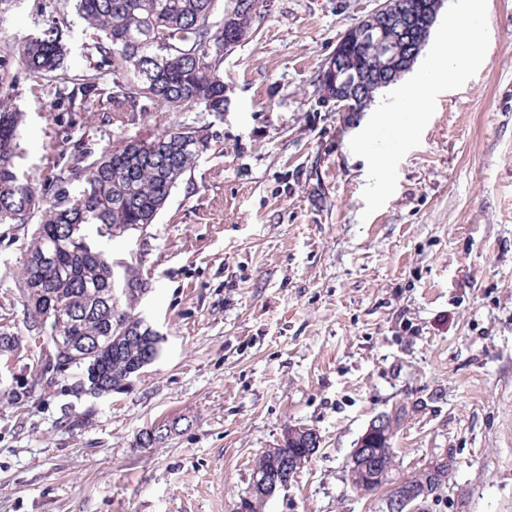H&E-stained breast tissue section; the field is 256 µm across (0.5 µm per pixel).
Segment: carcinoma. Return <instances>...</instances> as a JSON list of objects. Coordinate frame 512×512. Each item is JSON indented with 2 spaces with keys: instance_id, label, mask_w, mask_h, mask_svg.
<instances>
[{
  "instance_id": "obj_1",
  "label": "carcinoma",
  "mask_w": 512,
  "mask_h": 512,
  "mask_svg": "<svg viewBox=\"0 0 512 512\" xmlns=\"http://www.w3.org/2000/svg\"><path fill=\"white\" fill-rule=\"evenodd\" d=\"M74 2L85 21L84 69L68 73L65 8ZM429 0H394L401 19L387 20L379 42L356 43L350 59L380 77L386 72L383 47L398 50L421 44L417 27ZM47 28L38 35L0 48L15 56L29 79H57L53 105L70 113L147 112L160 103L170 112L194 114L153 138H129L117 149L99 153L86 146L72 151L50 147L51 177L39 191L20 169V114L0 106V224H29L39 218L26 251L19 292L34 294L28 305L29 328L42 338L45 367L80 370L79 393L101 396L120 390L158 355L159 336L123 309L114 295L112 256L87 242L86 228L109 236L153 224L172 191L208 150L203 112L224 111V0H45ZM79 183L76 191L69 190ZM124 278L146 291L138 263L123 264ZM178 430V421L160 424L142 435L145 445L162 443ZM309 436H287L274 455L257 466L287 463L298 470L309 460ZM373 460L349 470L352 485L374 492L389 487L418 496H434L448 485L451 461L442 458L411 477H396L391 440L378 442Z\"/></svg>"
}]
</instances>
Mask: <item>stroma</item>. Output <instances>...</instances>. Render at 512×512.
Returning a JSON list of instances; mask_svg holds the SVG:
<instances>
[{
    "instance_id": "stroma-1",
    "label": "stroma",
    "mask_w": 512,
    "mask_h": 512,
    "mask_svg": "<svg viewBox=\"0 0 512 512\" xmlns=\"http://www.w3.org/2000/svg\"><path fill=\"white\" fill-rule=\"evenodd\" d=\"M380 0H263L224 59V109L210 148L155 223L90 233L149 287L132 314L160 337L127 388L77 394L40 365L16 285L32 227L0 224V512H238L255 463L285 427L321 438L263 512H383V491L349 480L370 422L401 412L398 471L444 455L448 485L419 512H512V0H487L477 74L441 94L421 143L372 215L368 165L350 141L369 113L321 103L317 77L345 31ZM17 0L0 40L45 26ZM8 100L22 116L21 170L44 186L48 143L94 151L174 127L161 105L114 121L52 109L21 64ZM180 419L151 447L142 433Z\"/></svg>"
}]
</instances>
